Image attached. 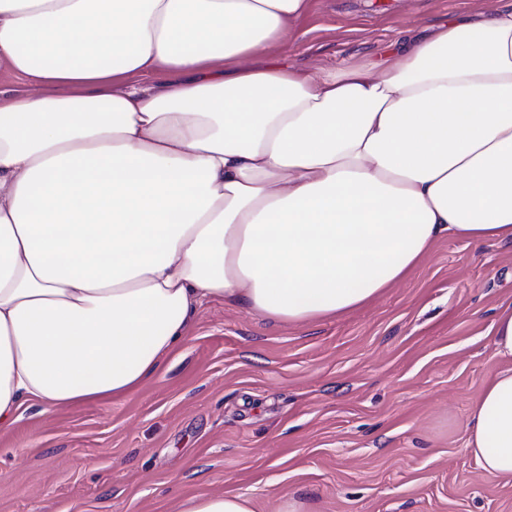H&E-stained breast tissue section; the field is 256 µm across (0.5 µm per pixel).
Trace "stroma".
<instances>
[{
	"label": "stroma",
	"mask_w": 512,
	"mask_h": 512,
	"mask_svg": "<svg viewBox=\"0 0 512 512\" xmlns=\"http://www.w3.org/2000/svg\"><path fill=\"white\" fill-rule=\"evenodd\" d=\"M512 0H309L253 62L341 76ZM512 245L442 238L408 278L300 325L206 302L186 343L128 396L21 409L0 433V512H175L180 499L283 498L310 512H512V481L467 452Z\"/></svg>",
	"instance_id": "stroma-1"
}]
</instances>
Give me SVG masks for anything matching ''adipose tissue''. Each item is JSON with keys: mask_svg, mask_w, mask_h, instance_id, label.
I'll return each mask as SVG.
<instances>
[{"mask_svg": "<svg viewBox=\"0 0 512 512\" xmlns=\"http://www.w3.org/2000/svg\"><path fill=\"white\" fill-rule=\"evenodd\" d=\"M306 6L0 0V71L31 84L0 95V431L134 391L208 301L303 324L440 237L512 242V10L378 71L250 65ZM491 335L467 451L512 479V301Z\"/></svg>", "mask_w": 512, "mask_h": 512, "instance_id": "obj_1", "label": "adipose tissue"}]
</instances>
